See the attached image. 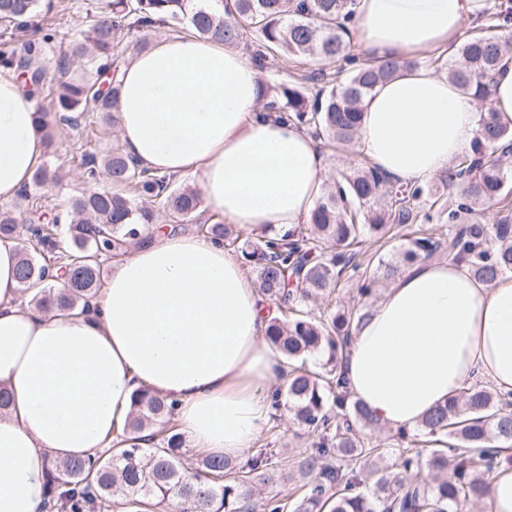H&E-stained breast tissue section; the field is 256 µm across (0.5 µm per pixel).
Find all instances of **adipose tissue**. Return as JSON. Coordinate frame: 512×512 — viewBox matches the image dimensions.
<instances>
[{
	"mask_svg": "<svg viewBox=\"0 0 512 512\" xmlns=\"http://www.w3.org/2000/svg\"><path fill=\"white\" fill-rule=\"evenodd\" d=\"M491 0H355L352 35L382 62L456 48ZM118 130L140 165L191 175L209 211L291 231L308 223L327 161L312 134L263 109L260 73L222 41L164 38L119 68ZM34 100L0 71V202L14 199L44 144ZM481 114L471 92L417 68L378 84L356 140L361 159L426 183L472 152ZM18 243L0 239V512H41L44 464L96 455L114 440L135 390L176 401L189 447L242 457L269 420L285 371L264 336L266 301L222 243L168 224L114 264L77 316L23 306ZM342 375L351 396L393 430H416L481 380L512 391V274L486 284L465 263L421 261L399 275L355 330Z\"/></svg>",
	"mask_w": 512,
	"mask_h": 512,
	"instance_id": "1",
	"label": "adipose tissue"
}]
</instances>
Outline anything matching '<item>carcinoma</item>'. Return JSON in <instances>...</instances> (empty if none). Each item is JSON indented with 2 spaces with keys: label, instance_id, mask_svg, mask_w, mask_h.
Returning <instances> with one entry per match:
<instances>
[{
  "label": "carcinoma",
  "instance_id": "cac0c4a2",
  "mask_svg": "<svg viewBox=\"0 0 512 512\" xmlns=\"http://www.w3.org/2000/svg\"><path fill=\"white\" fill-rule=\"evenodd\" d=\"M352 5L353 0H100L89 14L84 42L72 49L90 54L93 74L59 83L53 108H36L37 128L47 138L50 127L79 129L90 112H118V64L129 49L124 37L160 25L184 26L200 39L219 38L228 45L251 33L257 41L252 61L261 71L269 50L286 61L352 65L350 78L339 85L318 70L309 80L320 86L310 93L290 82L271 86L260 81L265 109L287 114L326 148L351 145L371 91L398 71L418 66L403 59L357 63L350 54ZM52 8L42 0H0V68L16 74L36 98L48 90L42 65L46 47L66 40V33L44 22ZM508 22L512 5L505 3L490 14L489 28L496 33L470 37L448 64V79L472 92L483 118L474 152L441 176L446 195L393 181L365 166L340 175L334 189L316 202L307 228L283 235L267 228L234 234L213 217L200 221L197 188L141 166L118 148L80 154L84 181L96 182L104 173L112 187L73 199L65 224L43 209L29 187L20 190L19 211L0 212V237H15L18 225H26L33 252L21 250L17 275L40 310L89 307L102 285L103 263L145 243L161 213L227 242L256 272L260 292L279 311L265 337L289 370L288 381L273 392L274 404L285 397L315 438L314 448L297 465L302 479L317 471L302 499L288 504L276 494L258 498L253 479L269 487L283 479L267 453L258 451L239 468L208 456L190 475L182 465V438L169 427L174 403L138 390L121 446L86 459L48 460L42 512H112L117 498L133 512L164 503L177 512H469L486 498V474L512 449V400L478 382L465 387L428 414L418 433L397 432V460L383 465L387 450L371 442L383 426L344 391L341 369L379 283L406 267L448 257L466 263L487 284L512 273V218L492 224L475 218L479 209L499 205L512 193V130L498 122L492 103V75L512 55V34H497ZM20 34L28 38L19 51L15 39ZM432 208L447 215L448 231L442 235L419 224L421 217L431 219ZM407 225L413 230L399 246V261L362 262L358 244L363 239L386 245L397 227ZM350 269L362 270V306L329 307L313 315L314 302ZM58 279L64 281L61 288L55 286ZM317 356L324 360L312 369L307 361ZM424 467L431 477L418 476Z\"/></svg>",
  "mask_w": 512,
  "mask_h": 512
}]
</instances>
